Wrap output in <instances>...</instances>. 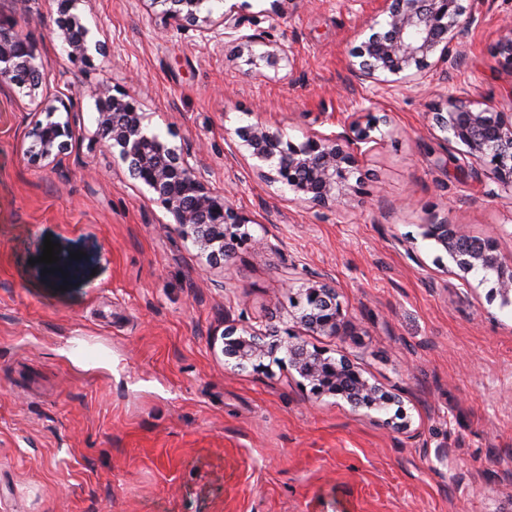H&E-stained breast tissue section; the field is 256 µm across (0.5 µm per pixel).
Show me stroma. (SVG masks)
Masks as SVG:
<instances>
[{
  "mask_svg": "<svg viewBox=\"0 0 512 512\" xmlns=\"http://www.w3.org/2000/svg\"><path fill=\"white\" fill-rule=\"evenodd\" d=\"M271 5H213L292 47L290 66L256 76L223 27L164 33L150 0H83L89 43L110 49L85 65L54 34L55 0H0V17L38 44L43 75L34 95L0 92V512H512V306L421 235L445 221L512 262V189L432 120L452 86L512 110V67L491 54L512 0H481L450 78L432 68L402 91L351 71L374 0ZM104 86L140 100L149 132L199 148L210 188L284 254L247 248L209 266L110 144L92 143ZM58 98L76 138L50 168L26 131ZM374 117L361 192L329 211L234 154L236 128L257 121L299 142ZM48 240L82 251L78 275L45 273ZM324 276L349 322L339 336L295 321L302 287ZM269 323L395 404L316 394L275 354L225 358V327Z\"/></svg>",
  "mask_w": 512,
  "mask_h": 512,
  "instance_id": "1",
  "label": "stroma"
}]
</instances>
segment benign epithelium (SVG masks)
Returning <instances> with one entry per match:
<instances>
[{
  "mask_svg": "<svg viewBox=\"0 0 512 512\" xmlns=\"http://www.w3.org/2000/svg\"><path fill=\"white\" fill-rule=\"evenodd\" d=\"M60 20L59 37L75 63L91 60L88 29L71 13L80 0H56ZM162 7L166 30L180 31L193 26L205 33L212 23L224 28V38L239 51L248 52L249 71L278 72L293 62V50L286 42L263 41L256 32L258 20L234 10L212 17V0H151ZM375 15L366 21L359 35L352 62L355 76L362 81L395 90L416 83L432 66L448 76L462 59V44L480 24L474 0H377ZM265 49L257 53L254 46ZM38 45L30 38L0 28V88H17L32 94L42 84L36 60ZM494 56L512 67V30L497 41ZM60 110L71 114L70 105L46 104L49 120L34 121L27 130L33 142V160L57 164L71 147L74 130L70 120L54 121ZM96 138L111 142L116 159L127 165L133 179L157 196L171 214L180 237L191 241L205 255L210 266H222L237 250L257 247L280 253L284 242L256 239L248 230L251 218L238 210L208 184L198 153L191 147L171 145L146 131L145 113L139 101L127 94L116 96L99 89L96 98ZM437 128L450 134L449 141L465 147L462 155L489 168L501 186L512 189V113L476 108L463 93L448 91L447 108L433 113ZM377 120L367 125L352 121L342 130L329 133L314 130L295 143L278 131L255 123L236 129L244 158L253 162L268 184H281L295 195L294 201L311 208H327L360 190L351 182L359 159L371 150V135ZM422 237L434 242L462 273L482 271L495 276V293L504 305H512V263L502 260L492 240L462 234L445 222L421 225ZM297 323L310 333L338 336L346 328L343 308L336 290L322 281L302 289ZM252 327L229 326L224 330V356L241 366L259 360L277 348L285 349L292 369L312 385L315 392L341 396L357 408L381 407L379 390L344 360L311 351L302 341L281 345Z\"/></svg>",
  "mask_w": 512,
  "mask_h": 512,
  "instance_id": "7a95c632",
  "label": "benign epithelium"
}]
</instances>
